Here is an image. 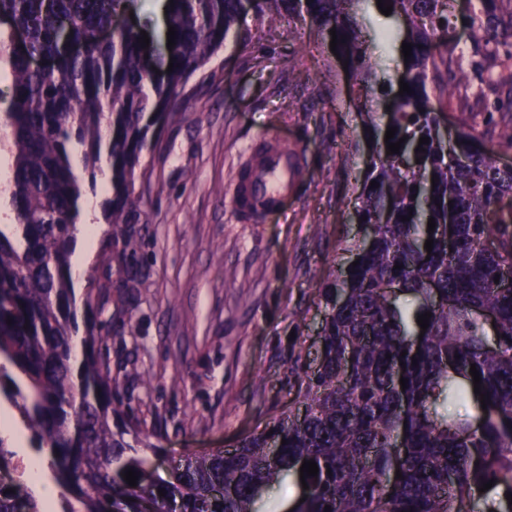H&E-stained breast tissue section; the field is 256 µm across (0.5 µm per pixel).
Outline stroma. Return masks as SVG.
<instances>
[{
    "instance_id": "obj_1",
    "label": "stroma",
    "mask_w": 512,
    "mask_h": 512,
    "mask_svg": "<svg viewBox=\"0 0 512 512\" xmlns=\"http://www.w3.org/2000/svg\"><path fill=\"white\" fill-rule=\"evenodd\" d=\"M388 25L371 13L363 35L379 75L394 83L402 53L382 39ZM457 38V53L432 49L441 68L457 72L448 121H466L510 163L497 130L512 118V94L499 84L512 59H496L491 80L479 81L465 30ZM350 95L341 61L309 22L251 26L249 45L229 38L185 85V108L149 139L127 226L136 252L111 244L99 223L76 299L104 306L93 319L108 338L112 388L126 420L159 449L155 478L295 408L292 354L317 346L320 290L351 259L343 241L361 232L355 210L371 141ZM270 137L303 148L304 173L282 213L247 224L233 185Z\"/></svg>"
}]
</instances>
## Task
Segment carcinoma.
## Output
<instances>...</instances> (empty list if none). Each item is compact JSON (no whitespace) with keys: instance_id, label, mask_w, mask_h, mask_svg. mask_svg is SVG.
<instances>
[{"instance_id":"cac0c4a2","label":"carcinoma","mask_w":512,"mask_h":512,"mask_svg":"<svg viewBox=\"0 0 512 512\" xmlns=\"http://www.w3.org/2000/svg\"><path fill=\"white\" fill-rule=\"evenodd\" d=\"M132 2L0 0V79L11 90L0 121L11 129L4 148L15 214L0 227V396L19 404L36 447L49 449L56 481L82 512L107 505L170 512L171 502L179 512H260L265 489L301 484L302 462L313 460L318 474L305 476L308 489L293 512H512V286L495 282L512 269V207H504L512 201V167L500 166L462 123L448 141L439 139L431 98L442 100L449 85L431 45L446 38L449 49L458 47L448 0H383L391 16L403 18L412 47L399 75L412 93L395 96L367 61L362 37L376 0H253L258 21L288 15L326 33L336 29V52L359 87L356 108L372 139L357 216L375 225V236L368 245H346L359 264L321 289L318 362L300 353L294 359L298 412L271 417L232 451L178 463L169 482L145 479L147 452L157 448L125 440L130 424L112 393L109 359L98 353L108 337L91 324L80 330L77 320L71 257L82 174L96 175L107 158L110 238L122 252L135 251L124 225L137 206L134 178L149 134L179 110L181 90L241 25L243 12L241 0H165L164 27H174L176 39L170 49L162 32L163 77L154 80L141 33L114 27ZM109 28L112 39H100ZM18 29L27 34L23 49L13 44ZM466 29L476 53L495 59L502 34H512V13L498 12L497 0H477ZM34 55L55 68H32ZM389 127L397 128L390 142L405 139L397 154L386 151ZM421 137L429 142L419 144ZM418 146L423 174L404 163ZM480 309L494 313L493 342ZM425 312L423 332L417 316ZM455 402L471 403V414L443 412ZM130 468L135 487L123 478ZM0 512L39 507L26 484L13 480L0 484Z\"/></svg>"}]
</instances>
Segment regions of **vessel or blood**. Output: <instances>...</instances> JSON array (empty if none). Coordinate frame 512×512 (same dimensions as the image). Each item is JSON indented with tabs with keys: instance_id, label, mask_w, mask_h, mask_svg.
Wrapping results in <instances>:
<instances>
[{
	"instance_id": "b4317fda",
	"label": "vessel or blood",
	"mask_w": 512,
	"mask_h": 512,
	"mask_svg": "<svg viewBox=\"0 0 512 512\" xmlns=\"http://www.w3.org/2000/svg\"><path fill=\"white\" fill-rule=\"evenodd\" d=\"M303 173L299 149L276 142L264 145L247 172L239 174L232 195L242 221H259L278 207L281 199L299 181Z\"/></svg>"
}]
</instances>
